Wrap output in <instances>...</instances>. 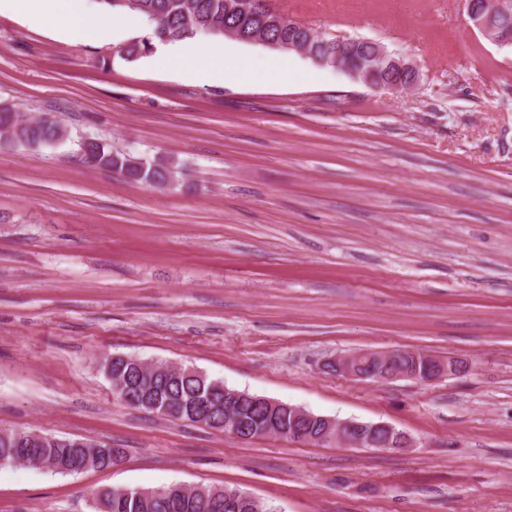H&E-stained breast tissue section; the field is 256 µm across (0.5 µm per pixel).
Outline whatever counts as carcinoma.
<instances>
[{"label":"carcinoma","mask_w":512,"mask_h":512,"mask_svg":"<svg viewBox=\"0 0 512 512\" xmlns=\"http://www.w3.org/2000/svg\"><path fill=\"white\" fill-rule=\"evenodd\" d=\"M108 11L136 13L151 25V36L135 39L120 50L121 56L135 60L153 52L154 42H174L198 35L224 37V30L235 29L256 35L271 42H299L308 46L310 60L321 68H336V46L331 36L308 39L305 31L286 18L275 25L267 23L265 13L255 11L247 16L229 8V0H99ZM374 43L361 41L342 52V63L364 73L362 83L384 86L391 81L405 84L409 75L374 60ZM70 133L61 121L47 113L28 116L10 105L0 108V137L4 141L38 149L69 138ZM83 162L90 167L107 168L131 184H145L158 191L177 186L182 181L183 168L173 157L152 162L127 152L112 150L105 142L90 136L78 142ZM393 364L423 379L429 367L410 352L402 350ZM104 373L124 383L125 394L116 397L126 405L156 414L170 421L202 424L224 430V410L231 403L232 413L244 424L251 437L267 435V427L276 421L290 425L293 411L282 403L272 405L261 396L229 388L221 380L210 379L185 366L170 364L161 371L133 357L115 356L105 359ZM304 433L310 441L327 440L324 423L318 419L303 422ZM27 454L39 462L38 469L53 474L80 472L84 468L104 469L123 457V451L101 442L71 439L43 434L33 430L0 429V466ZM221 500L218 512H273V508L258 501L247 492L231 487L193 486L189 489L178 483L157 490H102L94 495V512H212L210 502Z\"/></svg>","instance_id":"cac0c4a2"}]
</instances>
